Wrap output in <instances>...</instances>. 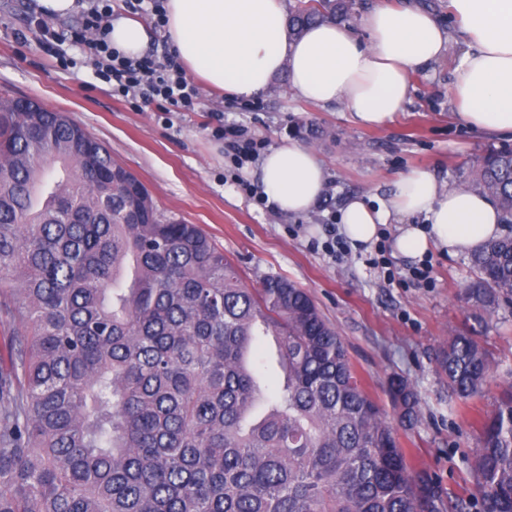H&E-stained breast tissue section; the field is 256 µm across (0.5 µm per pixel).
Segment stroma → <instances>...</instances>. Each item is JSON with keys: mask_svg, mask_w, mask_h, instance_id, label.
I'll use <instances>...</instances> for the list:
<instances>
[{"mask_svg": "<svg viewBox=\"0 0 512 512\" xmlns=\"http://www.w3.org/2000/svg\"><path fill=\"white\" fill-rule=\"evenodd\" d=\"M35 0H0V96L32 98L69 118L101 141L113 159L133 172L165 216L200 225L239 270L248 286L279 275L305 288L336 328L358 376L389 420L397 415L386 392L393 374L407 376L422 404L418 425L398 427L397 437L412 466L437 474L452 499L469 500L474 478L466 458L476 446L481 421L495 407L502 380L512 375V302L475 321L465 290L475 280L469 252L431 251L430 282L409 277L413 260L394 248H354L332 257L321 246L327 218L336 217L352 195L389 197L402 175L422 169L452 186L466 185L477 158L488 148H512V136L471 129L457 114L448 88L461 56L453 46L441 63L415 71L402 112L381 128L352 121L343 103L325 106L293 96L286 76L250 99H227L199 91L191 112L159 115L114 96L95 82L86 47L64 41L20 42ZM76 60L62 69L58 57ZM248 127L263 149L295 137L299 126L320 131L308 141L327 176V192L306 215H286L257 205L234 183L256 182L258 163L234 170L218 122ZM383 254L385 266L368 260ZM399 273L389 282L387 271ZM476 330L497 369L482 397L454 400L436 368L449 329Z\"/></svg>", "mask_w": 512, "mask_h": 512, "instance_id": "1", "label": "stroma"}]
</instances>
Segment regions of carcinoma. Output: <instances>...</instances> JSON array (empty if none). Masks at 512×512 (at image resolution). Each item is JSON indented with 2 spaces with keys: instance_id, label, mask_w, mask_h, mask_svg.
Wrapping results in <instances>:
<instances>
[{
  "instance_id": "obj_1",
  "label": "carcinoma",
  "mask_w": 512,
  "mask_h": 512,
  "mask_svg": "<svg viewBox=\"0 0 512 512\" xmlns=\"http://www.w3.org/2000/svg\"><path fill=\"white\" fill-rule=\"evenodd\" d=\"M350 0H307L301 35ZM473 185L509 232L472 253L475 314L512 300V151ZM0 512H458L407 462L345 345L308 292L250 288L197 224L164 218L146 186L65 113L0 97ZM272 336L283 381L264 395L253 346ZM457 398L494 368L471 331L438 358ZM388 393L422 419L403 375ZM478 512H512V381L481 425Z\"/></svg>"
}]
</instances>
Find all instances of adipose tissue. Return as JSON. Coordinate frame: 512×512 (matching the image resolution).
Here are the masks:
<instances>
[{
	"label": "adipose tissue",
	"instance_id": "1",
	"mask_svg": "<svg viewBox=\"0 0 512 512\" xmlns=\"http://www.w3.org/2000/svg\"><path fill=\"white\" fill-rule=\"evenodd\" d=\"M164 7V36L204 88L251 98L284 74L295 97L344 102L363 126L392 121L406 104L412 72L443 61L451 44L431 12L411 5L373 6L362 18L364 41L335 22L292 37L285 0H165ZM448 9L467 45L449 88L452 100L474 128L512 134V0H448ZM108 38L135 58L147 49L150 32L141 19L121 16L112 20ZM257 177L269 205L284 214L309 213L326 193L322 162L289 138L264 155ZM339 222L356 247L395 225V249L416 260L435 248L475 250L501 230L500 210L488 196L448 186L426 170L401 176L388 199L348 198Z\"/></svg>",
	"mask_w": 512,
	"mask_h": 512
}]
</instances>
